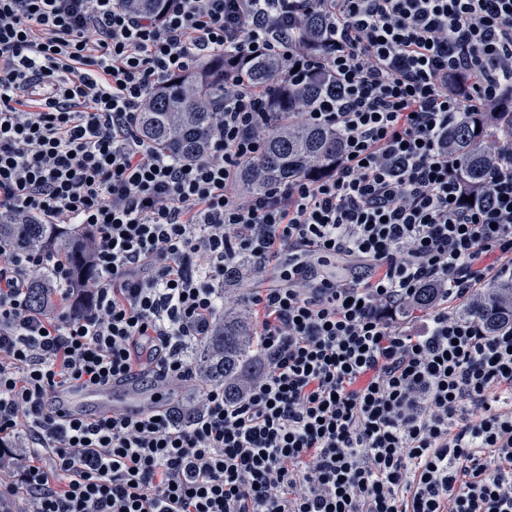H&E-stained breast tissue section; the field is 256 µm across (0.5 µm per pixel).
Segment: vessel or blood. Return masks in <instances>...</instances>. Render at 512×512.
<instances>
[{
  "label": "vessel or blood",
  "instance_id": "b4317fda",
  "mask_svg": "<svg viewBox=\"0 0 512 512\" xmlns=\"http://www.w3.org/2000/svg\"><path fill=\"white\" fill-rule=\"evenodd\" d=\"M163 396L140 387L135 378L93 388L69 384L57 389L55 406L68 417L88 420L108 415L137 417L163 403Z\"/></svg>",
  "mask_w": 512,
  "mask_h": 512
}]
</instances>
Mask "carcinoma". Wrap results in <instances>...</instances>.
Listing matches in <instances>:
<instances>
[{"label":"carcinoma","instance_id":"cac0c4a2","mask_svg":"<svg viewBox=\"0 0 512 512\" xmlns=\"http://www.w3.org/2000/svg\"><path fill=\"white\" fill-rule=\"evenodd\" d=\"M321 17L313 12L302 21V38L319 43ZM252 81L272 90L267 112L273 122L264 140L258 168L244 167L242 187H263L299 176H320L336 163L339 139L336 131L300 121L296 112L311 102L329 84L317 74L303 85L282 78L283 62L274 56H259L247 64ZM233 69L224 54H214L160 87L142 112L138 135L158 149L185 159L203 155L211 142L214 112L224 98V74ZM506 116L493 112H464L452 125L448 150L460 160V172L469 182L481 185L491 158L490 142L512 136V97L505 102ZM45 239L43 224H0V244L34 249ZM493 291L461 313L491 330L512 324V278L504 276L489 284ZM189 361L203 380L224 385V395L234 400L239 387L257 375L262 362L256 356L255 328L250 310L227 311L210 336L193 343Z\"/></svg>","mask_w":512,"mask_h":512}]
</instances>
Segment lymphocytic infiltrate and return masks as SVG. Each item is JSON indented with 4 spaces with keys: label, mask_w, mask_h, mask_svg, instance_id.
Masks as SVG:
<instances>
[{
    "label": "lymphocytic infiltrate",
    "mask_w": 512,
    "mask_h": 512,
    "mask_svg": "<svg viewBox=\"0 0 512 512\" xmlns=\"http://www.w3.org/2000/svg\"><path fill=\"white\" fill-rule=\"evenodd\" d=\"M216 52L334 78L302 114L340 137L331 175L239 188L269 123L240 73L202 156L139 138L153 89ZM511 93L512 0H0V224L64 226L93 271L0 244L6 512H512V325L455 312L512 273V139L471 201L448 152ZM244 264L277 273L251 298L266 366L233 402L199 384L179 423L186 346ZM138 366L159 411L48 401Z\"/></svg>",
    "instance_id": "1"
}]
</instances>
